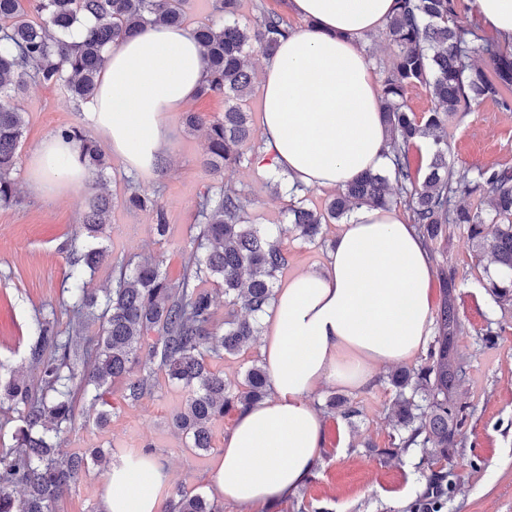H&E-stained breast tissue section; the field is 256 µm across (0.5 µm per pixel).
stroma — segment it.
<instances>
[{"mask_svg": "<svg viewBox=\"0 0 512 512\" xmlns=\"http://www.w3.org/2000/svg\"><path fill=\"white\" fill-rule=\"evenodd\" d=\"M16 105L25 116L18 162L13 174L16 200L0 207V379L19 376L34 379L31 349L39 334L40 317L54 321L57 330H71L67 241L79 232L83 221V194L57 199L35 195L29 188L28 160L34 148L60 129L83 124L86 104L69 101L58 87L31 84ZM171 135L169 162L162 180L127 171L122 159L110 155L106 192L115 201L105 241L106 257L88 286L97 293L111 287L118 261H161L169 278H178L197 230L196 203L214 179L201 164L205 150L202 133L188 130L184 114L167 116ZM448 160L458 168L512 167V112L486 101L458 113L447 126ZM269 169L255 160L225 169V189L247 196L248 221L261 228L286 225L287 196L275 195ZM155 195L167 229L157 234L151 213L126 208L122 199L128 186ZM343 226L323 225L314 242L306 243L284 233L281 246L288 265L278 277L286 283L294 274L321 268ZM435 269L452 273L457 285L456 303L464 327L458 350L470 365L465 384L473 411L462 428V443L450 465L442 466L448 493L439 512H512V312L495 308L486 290L488 269L478 264L466 229H455L439 240L432 259ZM500 322L494 343L482 342L488 323ZM389 367L376 372L374 383L348 393L363 414L347 423L339 413L327 411L332 388L313 396L323 409L326 441L322 459L313 475L296 493L268 512H421L432 487L430 468L421 452L392 456L388 453L393 427L389 408L395 397L387 383ZM187 394L158 375L151 395L134 405L123 399L121 386L110 389L112 416L105 426L94 418L77 415L65 447L84 453L95 448L111 450L113 463L144 451L154 454L170 474L165 497L177 491L208 494L209 475L235 414L214 421L212 452L190 448L188 439L172 424V416L184 408ZM105 479L99 467H90L57 503L56 512H100L99 494Z\"/></svg>", "mask_w": 512, "mask_h": 512, "instance_id": "1", "label": "stroma"}]
</instances>
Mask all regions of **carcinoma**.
<instances>
[{
  "mask_svg": "<svg viewBox=\"0 0 512 512\" xmlns=\"http://www.w3.org/2000/svg\"><path fill=\"white\" fill-rule=\"evenodd\" d=\"M241 0H213L210 18L192 28L203 49L206 76L197 96L224 98V115L204 120L186 115L187 126L206 127L207 150L202 165L212 174L239 165L254 148V130L243 103L253 94L249 52L265 58L288 33L284 17L263 11L252 27L236 16ZM189 0H0V204L15 196L13 173L23 136V113L13 99L30 83L64 89L72 102L87 103L97 90L107 48L146 25L182 26ZM84 34L74 40L71 32ZM394 47L393 66L380 93L381 112L389 132L391 165L348 182L318 213L306 198L291 193L288 217L298 235L313 241L321 224L348 220L355 208H386L394 195L412 211L413 224L428 251L456 227H465L476 243V257L487 253L506 278H489L487 290L500 310L512 309V167L457 169L448 162V141L437 137L448 117L471 105L491 100L512 112V48L478 35L460 21V0H395L386 24ZM429 89L434 108L418 117L405 99L406 88ZM73 143L80 163L92 174L82 234L97 240L110 224L113 201L97 191L109 168L106 152L85 131H58ZM433 138L435 149L424 173L412 170L408 153L419 141ZM487 200L491 212L459 203L460 196ZM128 208L154 215L156 231L164 235V212L157 201L132 188L124 197ZM250 200L210 186L199 197L195 221L199 232L175 281L160 263L144 260L124 264L103 299L84 288V275L105 256L103 248L72 251L68 278L72 281L69 311L75 327L88 318L99 322V333L62 335L54 322L40 324L32 352L38 371L32 382L12 379L0 385V400L19 413L12 447L0 456V512H53L55 503L89 465L106 466L101 450L90 455L62 452L76 420V396L89 398L96 419L108 421L105 399L111 385L122 382L124 399L139 402L154 388V374L189 389L186 407L173 417L174 426L191 447L212 449L210 426L227 410L263 400L268 374L254 364L246 373V389L229 388L212 363L240 352L258 330V319L273 299L277 273L287 264L278 239L247 223ZM442 276V300L435 316L436 334L427 343L418 367L390 375L396 397L391 416L396 435L394 453L421 448L435 462L447 461L458 443L470 404L462 391L469 365L458 355L463 332L455 305V278ZM224 284V324L205 288ZM152 344H146L149 334ZM146 357H141L143 347ZM23 496L15 498L17 486ZM167 512H223L201 494L180 491Z\"/></svg>",
  "mask_w": 512,
  "mask_h": 512,
  "instance_id": "carcinoma-1",
  "label": "carcinoma"
}]
</instances>
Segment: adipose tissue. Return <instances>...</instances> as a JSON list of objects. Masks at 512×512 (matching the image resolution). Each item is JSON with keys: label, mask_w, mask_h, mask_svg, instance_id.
<instances>
[{"label": "adipose tissue", "mask_w": 512, "mask_h": 512, "mask_svg": "<svg viewBox=\"0 0 512 512\" xmlns=\"http://www.w3.org/2000/svg\"><path fill=\"white\" fill-rule=\"evenodd\" d=\"M470 15L512 42V0H467ZM306 28L291 31L264 65L262 134L289 184L339 188L387 167V129L364 53L394 0H291ZM205 76L189 29L149 25L110 46L85 121L130 171L163 170L166 117L191 102ZM71 142L46 137L30 161V187L57 197L85 187ZM427 248L397 208L362 205L321 269L278 289L262 338L270 395L240 408L210 477L238 505L270 507L295 493L321 460L325 422L312 402L323 386L359 390L376 367L415 356L433 325ZM168 475L157 457L111 467L100 512H159Z\"/></svg>", "instance_id": "obj_1"}]
</instances>
